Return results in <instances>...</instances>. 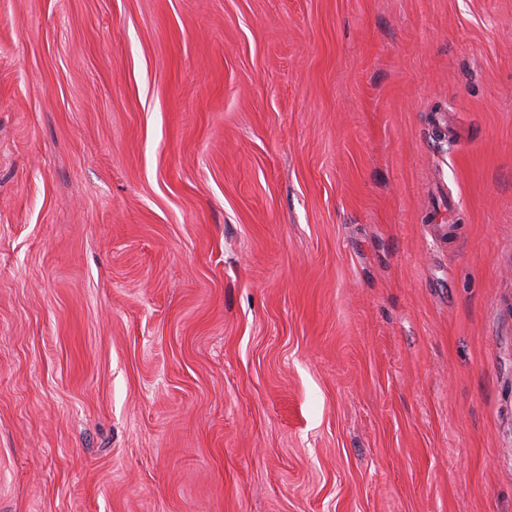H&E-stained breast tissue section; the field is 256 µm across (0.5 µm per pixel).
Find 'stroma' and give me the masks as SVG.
I'll use <instances>...</instances> for the list:
<instances>
[{
	"instance_id": "1",
	"label": "stroma",
	"mask_w": 512,
	"mask_h": 512,
	"mask_svg": "<svg viewBox=\"0 0 512 512\" xmlns=\"http://www.w3.org/2000/svg\"><path fill=\"white\" fill-rule=\"evenodd\" d=\"M0 512H512V0H0Z\"/></svg>"
}]
</instances>
